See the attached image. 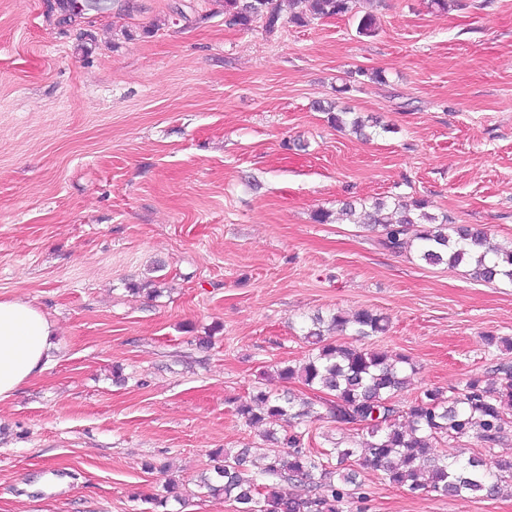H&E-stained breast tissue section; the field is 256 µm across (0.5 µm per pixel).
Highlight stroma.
<instances>
[{
	"label": "stroma",
	"instance_id": "stroma-1",
	"mask_svg": "<svg viewBox=\"0 0 512 512\" xmlns=\"http://www.w3.org/2000/svg\"><path fill=\"white\" fill-rule=\"evenodd\" d=\"M356 18L224 24L223 0H0V296L56 325L47 368L0 402V512H235L213 454L263 447L255 388L312 398L313 453L359 446L328 395L273 376L313 315L386 314L328 342L414 367L399 406L512 365V283L394 253L342 200H427L512 241V0H359ZM380 69L385 80L360 79ZM387 127L362 141L315 102ZM336 212L325 224L318 210ZM367 512H512L355 465ZM179 495L154 506L168 479ZM388 317L361 309L351 316L334 314L330 317L331 330H346L351 327L358 336H374L384 334L388 330Z\"/></svg>",
	"mask_w": 512,
	"mask_h": 512
}]
</instances>
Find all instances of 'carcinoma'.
<instances>
[{"mask_svg": "<svg viewBox=\"0 0 512 512\" xmlns=\"http://www.w3.org/2000/svg\"><path fill=\"white\" fill-rule=\"evenodd\" d=\"M358 0H291L289 22L304 26L313 19L355 16ZM257 20L264 21L267 31L276 30L281 15L274 0H224V25L248 30ZM331 113V121L346 125L361 139L368 140V120L351 111L333 112L331 105H318ZM424 200H406L394 196L348 201L341 212L353 224H362L379 232L380 244L400 253L411 245L421 260L430 265L457 267L465 264L476 279L512 282V244L494 241L478 224H455L448 215L427 211ZM312 320L305 338L317 346L299 365H284L275 371L280 380L299 379L317 386L333 397L329 413L337 422L359 424L365 432L361 448H333L328 456L336 457V465L323 464L304 446L301 432L282 437L268 429L263 437L275 445L263 456L259 470L247 468L250 451L237 454L224 452V464L215 467L222 480L218 488L204 483L211 492L221 490L237 504V512H365V497L354 498L347 485L353 474L339 471L351 457L382 472L390 485L405 487L412 493H434L439 496L465 498L493 497L512 486V459L488 463L479 456L462 459L440 455L437 444L444 438L460 441L476 438L491 446L501 442L512 431V366L497 368L496 379L479 378L446 396L439 389H426L402 409L392 401L393 395L410 383L405 365L409 359L386 350L351 348L326 343L321 324ZM388 317L361 309L351 316L334 314L330 327L343 331L352 328L359 336L383 334L388 330ZM294 410V399L258 390L236 406L237 415L250 425L270 421L307 417L313 413L311 403H301ZM308 481L318 492L302 497L288 492L283 484L292 480ZM357 500L356 510L349 509Z\"/></svg>", "mask_w": 512, "mask_h": 512, "instance_id": "carcinoma-1", "label": "carcinoma"}]
</instances>
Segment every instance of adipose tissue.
<instances>
[{"instance_id": "adipose-tissue-1", "label": "adipose tissue", "mask_w": 512, "mask_h": 512, "mask_svg": "<svg viewBox=\"0 0 512 512\" xmlns=\"http://www.w3.org/2000/svg\"><path fill=\"white\" fill-rule=\"evenodd\" d=\"M55 333L53 322L31 303L0 298V402L45 370Z\"/></svg>"}]
</instances>
